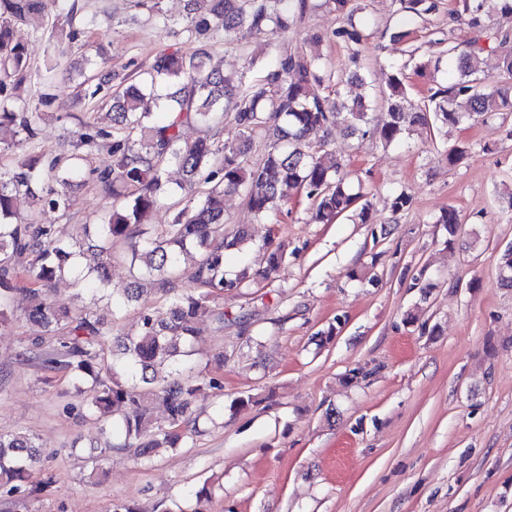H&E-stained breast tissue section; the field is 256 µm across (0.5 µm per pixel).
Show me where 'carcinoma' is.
Instances as JSON below:
<instances>
[{
	"mask_svg": "<svg viewBox=\"0 0 512 512\" xmlns=\"http://www.w3.org/2000/svg\"><path fill=\"white\" fill-rule=\"evenodd\" d=\"M58 8L54 28L73 37L75 5L67 0H0V151L23 150L16 164L0 169V325L12 315L11 298L21 275L33 284L28 290L25 318L55 337L49 352L41 351L40 338L26 345L25 353L42 360L49 370L70 374L74 392L84 396L85 417L102 430L117 429L118 447L147 457L155 448L183 445L190 425L193 398L221 383L202 374L186 376L183 366L193 355L197 323L211 312L210 296L242 287L245 274L227 277L224 252L248 247L247 229L232 239L224 235V196L243 194L247 206L261 220L279 209L283 189L311 201L315 219L329 224L349 211L369 220L370 205L359 203L360 192L347 186L344 160L329 149V131L343 127L350 136L373 135L391 145L405 132L425 130L448 135V128L476 119L487 120L512 112V51L498 59L499 76H480L484 47L479 34L492 16L512 18V0H456L454 13L466 18L477 36L448 43L446 82L429 88L427 103L412 110L405 106V68L398 67L387 81L386 117L376 124L373 101H347L340 84L364 82L360 68L333 78L320 56L274 51L267 74L258 82L247 80L257 66V56L246 58L245 71L226 74L211 63L205 49L160 55L153 66L109 97L110 126L86 124L76 132L77 146L106 144L112 168L99 174L112 191L113 202L94 235L88 231L66 237L59 225L45 222L48 212L69 209L67 189L84 177L82 152L65 157L28 150L37 136L39 112H18L8 93L11 84L29 75L30 60L24 44L14 39V25L45 16L47 3ZM186 32L190 36L224 35V46L269 37L288 30L289 21L311 8L329 9L344 21L334 34L351 42L361 40L362 25L355 20L352 0H183ZM398 11L420 17L438 9V0H396ZM230 119L238 130L233 142L219 143L211 131L220 120ZM185 126L200 127L204 136L182 139ZM270 141L263 161L249 159L254 137ZM171 166L181 180L170 185L165 172ZM177 198L168 224L154 228L147 215L163 200ZM30 199L40 212L21 220L17 204ZM436 223L446 225V244H454L460 228L457 211H442ZM128 245L131 263H139L140 277L125 288L111 287L114 242ZM196 253L199 259L188 278L201 288H183L180 261ZM72 275L80 288L69 299L49 295L43 286ZM499 281L512 289V246L499 259ZM151 285L170 296L168 317L140 316L133 335H113L112 323L98 312V303L112 298V310L138 301ZM155 401L164 422L153 421L143 407ZM43 451L29 434H0V488L34 501L47 495L51 476L30 478Z\"/></svg>",
	"mask_w": 512,
	"mask_h": 512,
	"instance_id": "obj_1",
	"label": "carcinoma"
}]
</instances>
